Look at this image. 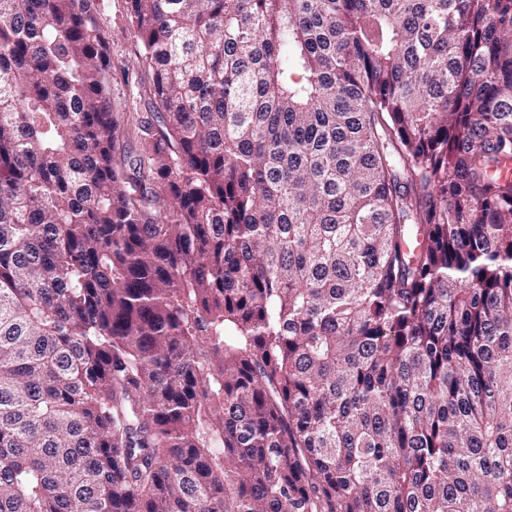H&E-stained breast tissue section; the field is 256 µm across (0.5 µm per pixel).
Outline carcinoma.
Returning a JSON list of instances; mask_svg holds the SVG:
<instances>
[{"label":"carcinoma","instance_id":"cac0c4a2","mask_svg":"<svg viewBox=\"0 0 512 512\" xmlns=\"http://www.w3.org/2000/svg\"><path fill=\"white\" fill-rule=\"evenodd\" d=\"M0 0V512H512V0ZM98 22L112 60V109L121 118L151 120L153 108L146 92L148 80L139 67L138 43L126 18V0H100Z\"/></svg>","mask_w":512,"mask_h":512}]
</instances>
